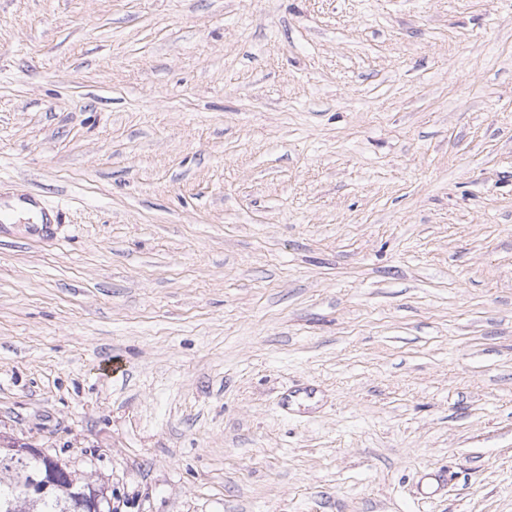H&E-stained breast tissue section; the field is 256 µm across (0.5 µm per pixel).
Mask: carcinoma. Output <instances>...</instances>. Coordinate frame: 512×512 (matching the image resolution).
Returning <instances> with one entry per match:
<instances>
[{
  "label": "carcinoma",
  "mask_w": 512,
  "mask_h": 512,
  "mask_svg": "<svg viewBox=\"0 0 512 512\" xmlns=\"http://www.w3.org/2000/svg\"><path fill=\"white\" fill-rule=\"evenodd\" d=\"M44 468L35 456L7 457V450L0 449V512H73L76 499L81 497L98 508L105 500L102 489L89 483L78 484L75 479L64 477L47 498L31 503L24 494L28 475Z\"/></svg>",
  "instance_id": "carcinoma-1"
}]
</instances>
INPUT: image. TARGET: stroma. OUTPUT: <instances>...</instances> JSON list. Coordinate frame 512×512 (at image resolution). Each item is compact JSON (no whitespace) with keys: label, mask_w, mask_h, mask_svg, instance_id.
I'll list each match as a JSON object with an SVG mask.
<instances>
[{"label":"stroma","mask_w":512,"mask_h":512,"mask_svg":"<svg viewBox=\"0 0 512 512\" xmlns=\"http://www.w3.org/2000/svg\"><path fill=\"white\" fill-rule=\"evenodd\" d=\"M0 208V441L112 512H512V0H0Z\"/></svg>","instance_id":"obj_1"}]
</instances>
